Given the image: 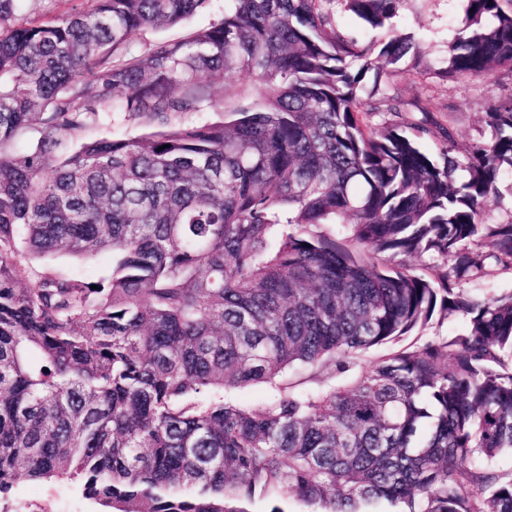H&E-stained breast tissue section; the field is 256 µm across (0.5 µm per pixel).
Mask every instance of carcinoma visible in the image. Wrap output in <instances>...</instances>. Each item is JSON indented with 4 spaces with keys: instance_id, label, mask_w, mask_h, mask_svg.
Returning a JSON list of instances; mask_svg holds the SVG:
<instances>
[{
    "instance_id": "carcinoma-1",
    "label": "carcinoma",
    "mask_w": 512,
    "mask_h": 512,
    "mask_svg": "<svg viewBox=\"0 0 512 512\" xmlns=\"http://www.w3.org/2000/svg\"><path fill=\"white\" fill-rule=\"evenodd\" d=\"M0 0V495L76 481L112 512H512V0H466L450 56L423 60L402 0H229L187 37L127 46L207 0H92L22 15ZM349 13L377 33L341 28ZM461 77L488 135L453 155V111L403 99ZM256 76L224 120L209 79ZM102 112L157 120L89 138ZM27 148L15 144L28 132ZM440 143L422 151L420 141ZM34 256L112 254L91 283ZM442 262L435 279L426 260ZM465 316L462 332L357 355ZM334 366V377L321 375ZM307 377L284 379L293 367ZM273 395L244 408L224 393ZM502 198L499 202L491 203L487 224H502L512 215V172L507 171L501 179Z\"/></svg>"
}]
</instances>
